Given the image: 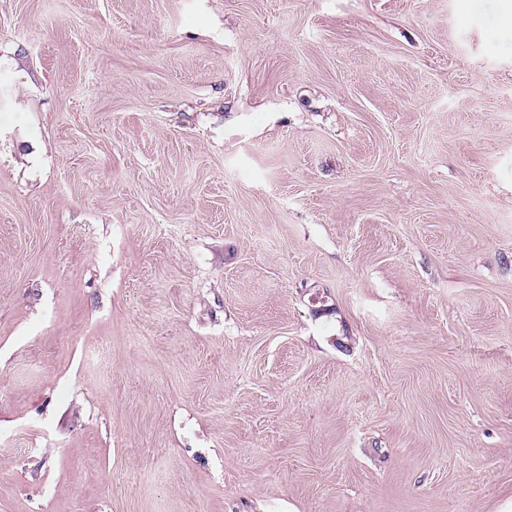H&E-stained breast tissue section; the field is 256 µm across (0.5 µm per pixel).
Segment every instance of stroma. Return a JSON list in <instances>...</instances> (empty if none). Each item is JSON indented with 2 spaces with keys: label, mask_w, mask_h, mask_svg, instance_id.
Wrapping results in <instances>:
<instances>
[{
  "label": "stroma",
  "mask_w": 512,
  "mask_h": 512,
  "mask_svg": "<svg viewBox=\"0 0 512 512\" xmlns=\"http://www.w3.org/2000/svg\"><path fill=\"white\" fill-rule=\"evenodd\" d=\"M512 0H0V512H512Z\"/></svg>",
  "instance_id": "1"
}]
</instances>
